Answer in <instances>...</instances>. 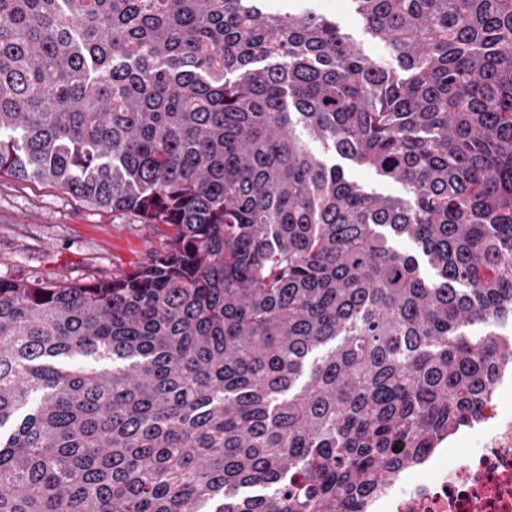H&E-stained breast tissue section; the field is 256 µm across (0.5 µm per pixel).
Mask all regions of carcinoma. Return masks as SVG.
Here are the masks:
<instances>
[{
	"instance_id": "cac0c4a2",
	"label": "carcinoma",
	"mask_w": 512,
	"mask_h": 512,
	"mask_svg": "<svg viewBox=\"0 0 512 512\" xmlns=\"http://www.w3.org/2000/svg\"><path fill=\"white\" fill-rule=\"evenodd\" d=\"M350 2L397 68L265 0H0V176L167 229L110 279H0V512H345L478 420L512 0ZM336 163L341 164L345 168L349 180L365 189H375L380 193L390 196H404V187L400 183L384 180L377 176L374 171L352 165L338 157H336Z\"/></svg>"
}]
</instances>
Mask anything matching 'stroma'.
<instances>
[{
	"instance_id": "obj_1",
	"label": "stroma",
	"mask_w": 512,
	"mask_h": 512,
	"mask_svg": "<svg viewBox=\"0 0 512 512\" xmlns=\"http://www.w3.org/2000/svg\"><path fill=\"white\" fill-rule=\"evenodd\" d=\"M268 6L321 9L371 60L394 63L390 49L366 31L349 0H268ZM162 246V236L133 213L101 209L36 181L0 177V279L83 284L143 264Z\"/></svg>"
}]
</instances>
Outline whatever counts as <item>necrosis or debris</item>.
<instances>
[{"label": "necrosis or debris", "mask_w": 512, "mask_h": 512, "mask_svg": "<svg viewBox=\"0 0 512 512\" xmlns=\"http://www.w3.org/2000/svg\"><path fill=\"white\" fill-rule=\"evenodd\" d=\"M497 386L464 436L467 453L449 462L433 449L369 502L372 512H512V402Z\"/></svg>", "instance_id": "obj_1"}]
</instances>
